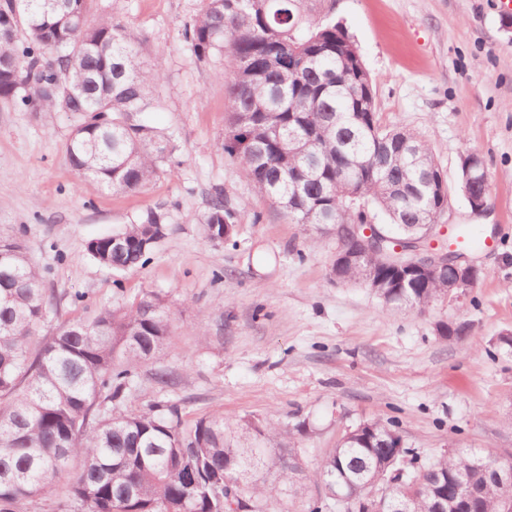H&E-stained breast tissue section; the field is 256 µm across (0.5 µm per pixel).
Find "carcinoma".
I'll return each instance as SVG.
<instances>
[{
	"instance_id": "1",
	"label": "carcinoma",
	"mask_w": 512,
	"mask_h": 512,
	"mask_svg": "<svg viewBox=\"0 0 512 512\" xmlns=\"http://www.w3.org/2000/svg\"><path fill=\"white\" fill-rule=\"evenodd\" d=\"M94 0H0V102L30 112L72 117L65 158L82 183L135 193L171 161L172 133L152 124L163 80L160 57L142 49L110 19L89 20ZM313 0H201L183 40L196 60L226 59L222 75L230 122L222 149L243 165L256 191L297 224L329 226L336 236L362 224L359 204L394 238H420L440 200L443 174L423 137L392 128L375 112L374 92L357 48L340 26L314 15ZM296 140L311 141L300 149ZM356 197H351V194ZM240 215L214 188L199 218L209 240H228ZM167 216L148 208L118 233L91 240L88 253L110 270L142 265L165 236ZM474 232L448 236V254L478 248ZM16 239H0V512H27L60 485L81 512H225L224 484L246 476L254 512H328L323 500L296 506L297 480L341 482L343 512L365 499L388 512L379 477L398 472L389 497L412 500L414 512H437L465 478L469 512H512L490 475L505 464L490 455L452 452L426 464L395 447L391 422H364L346 432L318 466L307 469L295 445L272 427L243 418L224 436V415L181 424L178 405L158 400L145 411L124 408L139 367L164 349L174 317L152 291L104 307L90 320L41 335L51 294ZM340 281L385 284L387 257L364 255L335 273ZM445 274L385 289L396 306L420 313L442 299Z\"/></svg>"
}]
</instances>
